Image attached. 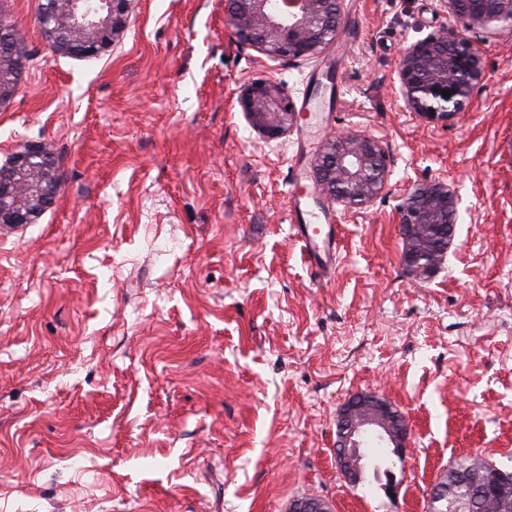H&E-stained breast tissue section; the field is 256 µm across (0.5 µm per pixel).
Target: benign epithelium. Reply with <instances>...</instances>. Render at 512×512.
<instances>
[{
    "instance_id": "benign-epithelium-1",
    "label": "benign epithelium",
    "mask_w": 512,
    "mask_h": 512,
    "mask_svg": "<svg viewBox=\"0 0 512 512\" xmlns=\"http://www.w3.org/2000/svg\"><path fill=\"white\" fill-rule=\"evenodd\" d=\"M226 23L238 41L257 48L273 60H298L321 54L336 38L342 0H281L273 13L269 0H225ZM130 0H101L91 13L81 0H69L62 13L55 4L43 8L41 27L53 51L62 26L102 29L125 24ZM456 26L442 35L428 36L406 47L398 62L400 90L408 110L428 119L446 120L470 102L483 78L482 49L465 33L471 30L512 32V0H448ZM448 91L446 98L442 92ZM240 105L250 125L267 139L280 138L297 125L300 113L285 90L268 80L252 82L241 94ZM52 156L40 143L26 144L0 169V224L21 226L57 197L51 181ZM321 193L348 209L366 206L384 190L389 154L381 143L357 133L329 138L312 162ZM448 186L433 182L411 192L400 207L403 224H454L456 209ZM355 407L345 405L339 415L340 443L336 463L353 481L357 473L346 460L358 452L368 434L378 436L394 454L404 455L406 425H394L386 408H374L354 420ZM465 512L461 501H450L448 487L436 483L430 512ZM291 512H332L318 498L297 499Z\"/></svg>"
}]
</instances>
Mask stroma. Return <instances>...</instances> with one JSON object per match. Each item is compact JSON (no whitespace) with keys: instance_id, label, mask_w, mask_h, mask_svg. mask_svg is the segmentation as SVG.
Masks as SVG:
<instances>
[{"instance_id":"1","label":"stroma","mask_w":512,"mask_h":512,"mask_svg":"<svg viewBox=\"0 0 512 512\" xmlns=\"http://www.w3.org/2000/svg\"><path fill=\"white\" fill-rule=\"evenodd\" d=\"M37 2L0 0L29 54L0 166L45 143L61 187L0 228V512H425L461 456L512 464V33L469 32L484 78L444 121L406 109L397 65L453 26L446 0H344L339 42L290 62L238 44L224 0H132L109 51L77 60ZM258 79L309 113L283 138L238 104ZM350 130L387 150L388 181L357 209L305 198L342 226L325 278L289 186ZM435 181L456 224L420 277L399 207ZM361 393L409 426L392 493L336 464Z\"/></svg>"}]
</instances>
